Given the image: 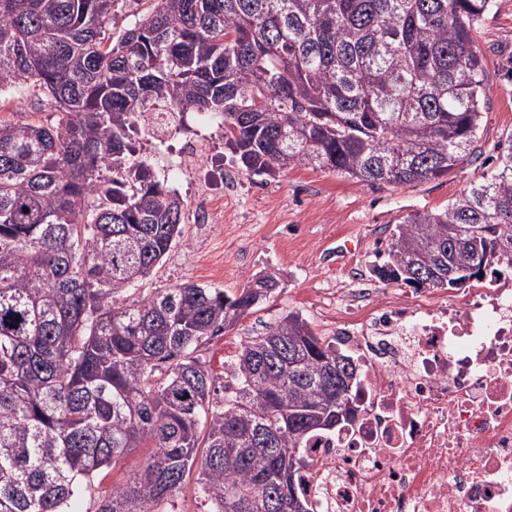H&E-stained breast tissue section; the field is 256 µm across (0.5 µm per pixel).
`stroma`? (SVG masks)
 I'll return each instance as SVG.
<instances>
[{
  "label": "stroma",
  "instance_id": "obj_1",
  "mask_svg": "<svg viewBox=\"0 0 512 512\" xmlns=\"http://www.w3.org/2000/svg\"><path fill=\"white\" fill-rule=\"evenodd\" d=\"M484 56L485 110L473 154L448 176L392 187L358 182L330 171L299 166L276 176L257 177L240 168L224 145L217 122L195 112L183 125L206 139L207 159L194 179L169 176L168 187L193 208L200 185L224 194V221L188 224L179 244L141 291L120 298L131 304L158 288L185 282L234 294L256 276L274 273L273 296L234 329L203 347L200 358L220 383L224 365L240 340L260 336L282 314L297 311L321 336L333 319L316 300L333 282L346 288H376L377 252L386 250L400 219L443 209L483 172L493 168L500 146L512 135V0H496L476 35Z\"/></svg>",
  "mask_w": 512,
  "mask_h": 512
}]
</instances>
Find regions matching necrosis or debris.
I'll list each match as a JSON object with an SVG mask.
<instances>
[{
  "label": "necrosis or debris",
  "instance_id": "necrosis-or-debris-1",
  "mask_svg": "<svg viewBox=\"0 0 512 512\" xmlns=\"http://www.w3.org/2000/svg\"><path fill=\"white\" fill-rule=\"evenodd\" d=\"M362 368L351 423L312 438L310 512H512V273L441 298L376 289L336 311Z\"/></svg>",
  "mask_w": 512,
  "mask_h": 512
}]
</instances>
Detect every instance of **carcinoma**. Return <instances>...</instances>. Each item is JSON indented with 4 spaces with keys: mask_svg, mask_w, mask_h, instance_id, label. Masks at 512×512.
<instances>
[{
    "mask_svg": "<svg viewBox=\"0 0 512 512\" xmlns=\"http://www.w3.org/2000/svg\"><path fill=\"white\" fill-rule=\"evenodd\" d=\"M115 2L0 0V96L57 110L0 119V512H69L134 448L96 512H169L195 469L204 512H309L296 475L349 420L356 366L290 312L241 340L217 398L199 352L276 291L272 273L117 302L183 237V200L127 164L132 134L191 111L256 176L444 177L478 138L494 0H150L114 39ZM505 260L512 137L446 208L403 217L373 272L456 290ZM2 118L12 120H37L41 122H53L56 113L55 106L45 98L43 94L27 95L20 100H7L2 110Z\"/></svg>",
    "mask_w": 512,
    "mask_h": 512,
    "instance_id": "1",
    "label": "carcinoma"
}]
</instances>
